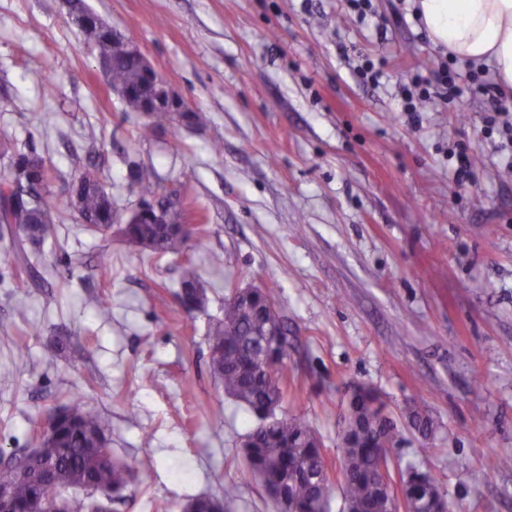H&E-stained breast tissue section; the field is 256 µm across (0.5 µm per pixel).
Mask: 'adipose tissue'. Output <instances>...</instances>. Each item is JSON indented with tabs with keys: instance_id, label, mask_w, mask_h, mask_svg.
Wrapping results in <instances>:
<instances>
[{
	"instance_id": "1",
	"label": "adipose tissue",
	"mask_w": 512,
	"mask_h": 512,
	"mask_svg": "<svg viewBox=\"0 0 512 512\" xmlns=\"http://www.w3.org/2000/svg\"><path fill=\"white\" fill-rule=\"evenodd\" d=\"M430 40L449 58L492 64L512 87V0H416Z\"/></svg>"
}]
</instances>
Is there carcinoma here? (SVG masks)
Segmentation results:
<instances>
[{"instance_id":"1","label":"carcinoma","mask_w":512,"mask_h":512,"mask_svg":"<svg viewBox=\"0 0 512 512\" xmlns=\"http://www.w3.org/2000/svg\"><path fill=\"white\" fill-rule=\"evenodd\" d=\"M83 43L105 67L110 86L138 88L144 81L141 64L125 55L106 27L96 22L77 24ZM148 122L139 137L149 138L170 125L174 115L165 110L147 114ZM0 153L9 156L8 174L0 178V229L13 234L10 245L0 251V259L14 266L31 267L23 241L38 244L53 234L60 223L58 209L46 200L49 168L33 151L0 142ZM131 187L141 199L163 191L153 176L134 165L130 168ZM70 207L82 223L90 224L107 236L117 234L127 242L164 257L181 256L190 250V241L200 242L204 226L184 228L188 216L184 199L165 204V223L145 220L139 224H115L114 206L99 172L84 169L69 187ZM179 299L190 311L206 307L208 295L193 275L181 282ZM211 351L210 367L224 394L256 418V426L240 442L242 456L253 475L279 512H329L335 483L324 474V453L320 435L296 416H276L288 387L284 369L288 362V321L282 314L273 290L251 289L247 300L239 289L227 284L224 315L212 320L207 329ZM107 439L98 411L77 400L58 409L51 429L30 445L41 442L57 458L59 491L68 492L88 484L112 492V500H100L94 512H112V503L138 477L123 461L104 463L93 452ZM342 481L344 512H393L394 499L382 484L379 467L388 465L387 455L400 442L394 419L386 414L380 395L371 387L353 394L341 416ZM512 469V454L490 452L477 468L460 472L459 480L479 485L494 474ZM12 488L21 512H46L52 508L50 493L29 481L16 465L0 467V485ZM408 512H446L447 501L436 482L427 474L411 470L404 482ZM239 498L233 485L224 487L222 496H198L188 500L185 512H236Z\"/></svg>"}]
</instances>
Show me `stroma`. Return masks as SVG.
Returning <instances> with one entry per match:
<instances>
[{
    "mask_svg": "<svg viewBox=\"0 0 512 512\" xmlns=\"http://www.w3.org/2000/svg\"><path fill=\"white\" fill-rule=\"evenodd\" d=\"M85 3L207 122L139 139L144 114L109 87L62 0H0V138L46 160L62 215L33 268L0 266V465L77 397L100 413L113 457L144 476L112 512H183L228 484L238 512H277L239 448L251 419L210 370L207 325L230 280L275 292L296 383L279 412L320 434L332 467L339 412L362 384L402 436L393 478L429 473L451 512H512V470L458 480L488 452L512 454V149L479 101L435 98L414 118L399 98L413 74L446 62L465 83L470 64L433 46L411 0H372L364 21L346 0ZM368 58L384 63L380 84L357 73ZM460 142L475 175L463 187L448 159ZM91 161L122 215L140 202L130 162L181 189L210 230L190 261L79 220L69 186ZM189 267L209 298L191 313L177 297ZM412 409L430 437L408 425Z\"/></svg>",
    "mask_w": 512,
    "mask_h": 512,
    "instance_id": "35a3bbf8",
    "label": "stroma"
}]
</instances>
